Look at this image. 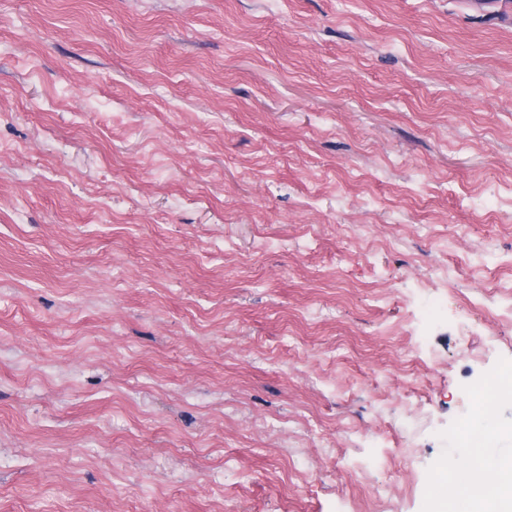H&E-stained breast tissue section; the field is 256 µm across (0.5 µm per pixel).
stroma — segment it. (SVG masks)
Masks as SVG:
<instances>
[{
  "instance_id": "obj_1",
  "label": "stroma",
  "mask_w": 512,
  "mask_h": 512,
  "mask_svg": "<svg viewBox=\"0 0 512 512\" xmlns=\"http://www.w3.org/2000/svg\"><path fill=\"white\" fill-rule=\"evenodd\" d=\"M512 366V0H0V512H428Z\"/></svg>"
}]
</instances>
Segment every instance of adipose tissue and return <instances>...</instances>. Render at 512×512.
Returning a JSON list of instances; mask_svg holds the SVG:
<instances>
[{"label": "adipose tissue", "instance_id": "adipose-tissue-1", "mask_svg": "<svg viewBox=\"0 0 512 512\" xmlns=\"http://www.w3.org/2000/svg\"><path fill=\"white\" fill-rule=\"evenodd\" d=\"M512 398V368L482 382L457 443L464 453L440 467L431 483L434 512H512V428L500 426L494 408Z\"/></svg>", "mask_w": 512, "mask_h": 512}]
</instances>
